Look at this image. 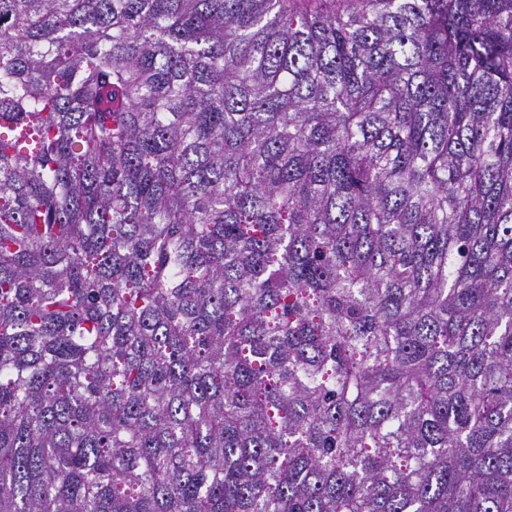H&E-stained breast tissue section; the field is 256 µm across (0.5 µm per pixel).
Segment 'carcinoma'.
<instances>
[{
  "label": "carcinoma",
  "instance_id": "1",
  "mask_svg": "<svg viewBox=\"0 0 512 512\" xmlns=\"http://www.w3.org/2000/svg\"><path fill=\"white\" fill-rule=\"evenodd\" d=\"M0 512H512V0H0Z\"/></svg>",
  "mask_w": 512,
  "mask_h": 512
}]
</instances>
